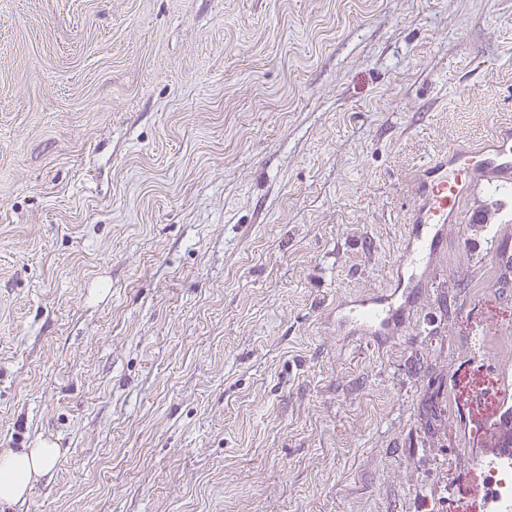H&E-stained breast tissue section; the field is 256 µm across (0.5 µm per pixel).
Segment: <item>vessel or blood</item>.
Returning <instances> with one entry per match:
<instances>
[{"label": "vessel or blood", "mask_w": 512, "mask_h": 512, "mask_svg": "<svg viewBox=\"0 0 512 512\" xmlns=\"http://www.w3.org/2000/svg\"><path fill=\"white\" fill-rule=\"evenodd\" d=\"M511 187L512 125L482 145L452 148L422 163L411 182L415 204L393 291L341 305L339 324L352 336H388L405 328L428 270L448 243L449 225H465V246L483 252L489 245L487 191Z\"/></svg>", "instance_id": "b4317fda"}]
</instances>
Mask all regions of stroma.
<instances>
[{"label":"stroma","instance_id":"35a3bbf8","mask_svg":"<svg viewBox=\"0 0 512 512\" xmlns=\"http://www.w3.org/2000/svg\"><path fill=\"white\" fill-rule=\"evenodd\" d=\"M502 123L512 0H0V451L59 450L0 512L444 504L512 220L481 257L449 225L416 334L336 306L393 286L417 166Z\"/></svg>","mask_w":512,"mask_h":512}]
</instances>
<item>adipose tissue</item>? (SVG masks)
Wrapping results in <instances>:
<instances>
[{
  "instance_id": "ef3b65f1",
  "label": "adipose tissue",
  "mask_w": 512,
  "mask_h": 512,
  "mask_svg": "<svg viewBox=\"0 0 512 512\" xmlns=\"http://www.w3.org/2000/svg\"><path fill=\"white\" fill-rule=\"evenodd\" d=\"M57 450L48 443L0 453V506L23 498L33 481L55 462Z\"/></svg>"
}]
</instances>
